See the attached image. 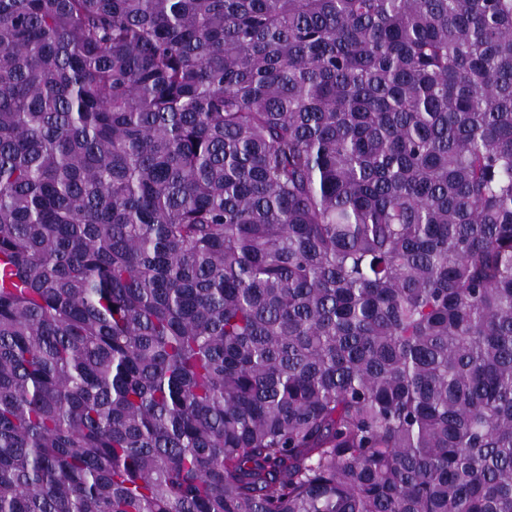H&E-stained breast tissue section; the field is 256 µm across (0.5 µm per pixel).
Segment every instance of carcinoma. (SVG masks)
Here are the masks:
<instances>
[{"label":"carcinoma","mask_w":512,"mask_h":512,"mask_svg":"<svg viewBox=\"0 0 512 512\" xmlns=\"http://www.w3.org/2000/svg\"><path fill=\"white\" fill-rule=\"evenodd\" d=\"M0 512H512V0H0Z\"/></svg>","instance_id":"obj_1"}]
</instances>
